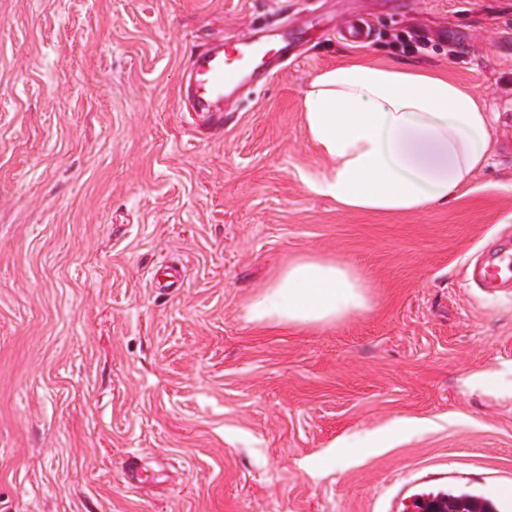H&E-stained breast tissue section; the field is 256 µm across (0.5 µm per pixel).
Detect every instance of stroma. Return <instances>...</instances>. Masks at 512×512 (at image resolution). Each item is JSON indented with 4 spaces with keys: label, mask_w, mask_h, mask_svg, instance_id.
<instances>
[{
    "label": "stroma",
    "mask_w": 512,
    "mask_h": 512,
    "mask_svg": "<svg viewBox=\"0 0 512 512\" xmlns=\"http://www.w3.org/2000/svg\"><path fill=\"white\" fill-rule=\"evenodd\" d=\"M231 37L293 49L216 131L180 87ZM352 62L483 102L487 163L453 200L373 213L311 190L304 89ZM511 226L512 0H0V512H396L423 477L496 495L512 394L460 378L512 382V293L464 264ZM309 256L358 270L370 308L248 322ZM462 382L469 387H479L482 389L498 390L503 387L500 373L494 369H487L479 374H466L462 377Z\"/></svg>",
    "instance_id": "obj_1"
}]
</instances>
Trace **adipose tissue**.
<instances>
[{
    "label": "adipose tissue",
    "instance_id": "1",
    "mask_svg": "<svg viewBox=\"0 0 512 512\" xmlns=\"http://www.w3.org/2000/svg\"><path fill=\"white\" fill-rule=\"evenodd\" d=\"M310 139L329 161L314 191L350 210L417 214L472 181L491 145V117L448 78L411 67L338 65L303 95ZM369 305L367 283L325 257L289 262L253 295L259 325L325 327Z\"/></svg>",
    "mask_w": 512,
    "mask_h": 512
}]
</instances>
